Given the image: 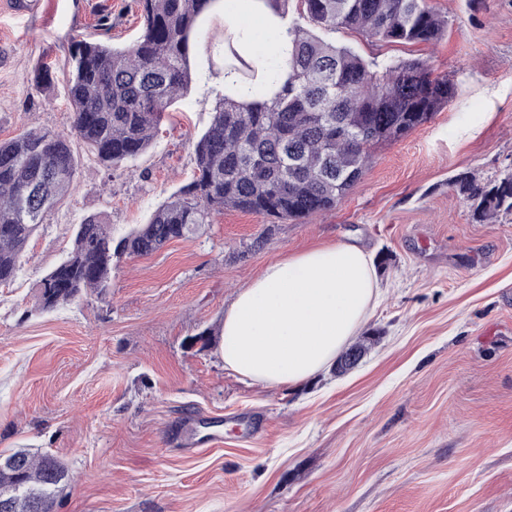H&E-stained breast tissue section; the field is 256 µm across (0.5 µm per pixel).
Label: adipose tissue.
Masks as SVG:
<instances>
[{
	"instance_id": "obj_1",
	"label": "adipose tissue",
	"mask_w": 512,
	"mask_h": 512,
	"mask_svg": "<svg viewBox=\"0 0 512 512\" xmlns=\"http://www.w3.org/2000/svg\"><path fill=\"white\" fill-rule=\"evenodd\" d=\"M224 41L258 78L248 83L225 69L226 96L250 101L285 81L293 35L265 0H224ZM377 294L366 254L353 243L327 244L273 262L238 289L224 314V365L269 385L306 381L355 335Z\"/></svg>"
}]
</instances>
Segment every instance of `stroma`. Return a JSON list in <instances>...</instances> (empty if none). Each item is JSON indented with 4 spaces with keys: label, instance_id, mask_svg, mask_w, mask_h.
Returning a JSON list of instances; mask_svg holds the SVG:
<instances>
[{
    "label": "stroma",
    "instance_id": "35a3bbf8",
    "mask_svg": "<svg viewBox=\"0 0 512 512\" xmlns=\"http://www.w3.org/2000/svg\"><path fill=\"white\" fill-rule=\"evenodd\" d=\"M428 3L448 21L432 45L327 35L368 60L428 61L455 85L427 123L376 149L336 208L276 223L225 209L195 236L114 260L105 298L40 312L38 284L83 218L120 239L192 179L221 95L222 10L201 18L191 87L144 154L112 170L75 144L71 194L0 285V453L66 465L56 512H512V214L476 222L448 188L512 171V0ZM102 7L113 45L140 36L136 0H0V140L69 132L67 45L101 39ZM44 65L54 82L39 91ZM335 242L364 249L381 292L358 365L288 386L225 368L236 290Z\"/></svg>",
    "mask_w": 512,
    "mask_h": 512
}]
</instances>
